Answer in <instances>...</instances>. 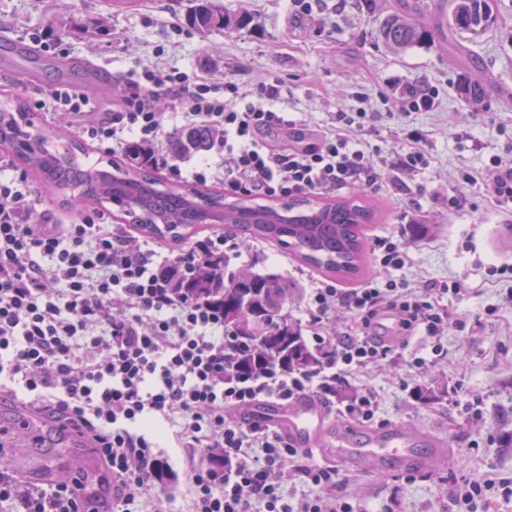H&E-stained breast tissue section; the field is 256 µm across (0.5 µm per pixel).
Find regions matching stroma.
<instances>
[{
	"label": "stroma",
	"instance_id": "obj_1",
	"mask_svg": "<svg viewBox=\"0 0 512 512\" xmlns=\"http://www.w3.org/2000/svg\"><path fill=\"white\" fill-rule=\"evenodd\" d=\"M228 11L247 10L253 22L241 30L202 34L185 23L190 0H0V103L23 100L36 122L51 130L75 132V118L49 99L48 92L79 87L80 78L61 80V61L83 63L100 86L90 95L93 111L108 112L122 76L136 60L207 74L216 83H250L273 73L283 81L279 106L291 119L320 132L330 128L336 113L365 109L369 126L361 143L397 161L411 151L409 129L423 135L426 169L398 173L410 194L385 185L368 192L366 203L375 219L368 240L395 235L407 238L403 214L416 215L433 227L431 235L409 240L406 263L380 270L372 254L354 276H338L340 288H354L378 275L412 287L426 281H461L464 292L441 295L450 313L443 357L432 355L423 335L413 336L407 350L426 360L418 376L408 374L405 358L350 375L357 390L379 394L381 425L403 424L441 440L447 450L444 466L415 472L411 485L402 473H358L337 465L338 495L361 512H450V492L463 478H490L512 486V207L490 199L480 186L458 183L466 168L479 173L490 158L512 160V0H488L492 24L459 55L443 38L397 51L378 41V13L360 0H325L319 12L298 14L291 0H223ZM104 20L105 32L90 29ZM54 27L62 44L33 45V32ZM484 77L485 106L466 109L459 93L461 74ZM411 84L433 90L434 106L410 114L396 98ZM367 90V100L357 97ZM464 199L462 208H448L450 196ZM506 267L490 275L489 265ZM231 267L273 271L301 289L321 277L286 250L266 244L231 259ZM442 384L447 400L419 404L412 396L421 386ZM7 455L22 474L54 470L65 478L82 456L50 431L45 443L33 445L14 435Z\"/></svg>",
	"mask_w": 512,
	"mask_h": 512
}]
</instances>
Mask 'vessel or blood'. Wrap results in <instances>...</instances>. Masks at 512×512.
I'll use <instances>...</instances> for the list:
<instances>
[{"mask_svg":"<svg viewBox=\"0 0 512 512\" xmlns=\"http://www.w3.org/2000/svg\"><path fill=\"white\" fill-rule=\"evenodd\" d=\"M246 416L274 426L299 448L318 451L360 472H380L440 465L441 443L419 429L393 424L376 429L335 421L332 413L315 397L308 396L284 404L264 399L246 409ZM71 482L90 512L97 502L91 496L97 480L91 466L70 472Z\"/></svg>","mask_w":512,"mask_h":512,"instance_id":"obj_1","label":"vessel or blood"}]
</instances>
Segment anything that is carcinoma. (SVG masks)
Segmentation results:
<instances>
[{"label":"carcinoma","instance_id":"1","mask_svg":"<svg viewBox=\"0 0 512 512\" xmlns=\"http://www.w3.org/2000/svg\"><path fill=\"white\" fill-rule=\"evenodd\" d=\"M188 25L202 33L213 29H242L250 23L246 12L230 14L223 0H193ZM370 9L384 12L378 37L389 47L405 50L443 33L455 39L456 49L467 51L462 40L484 33L490 26L487 0H448V26L429 27L423 18L428 0H395L390 6L363 0ZM460 95L470 109L483 102L480 79L464 76ZM27 110L21 101L0 107V150L22 161L46 187L70 191L65 203L76 209L109 203L120 207L146 236L171 238L181 243L209 224L237 228L255 242L276 243L324 274L355 275L363 260L362 227L373 221V212L360 197L338 198L324 203L307 199L283 207L288 215L271 208L255 207L245 199L224 202V193L167 184L158 170L144 161L139 148L129 146L121 161L82 166L78 154H86L78 140L49 130L28 131ZM210 141L204 126L176 133L170 152L179 157L189 148L203 151ZM184 290L224 316V330L236 347L231 358L234 372L277 367L288 372L319 367L323 352L314 347L301 326L284 312L294 284L284 276L231 269L203 259L186 278ZM422 405L440 403L448 396L445 387H419L414 391Z\"/></svg>","mask_w":512,"mask_h":512}]
</instances>
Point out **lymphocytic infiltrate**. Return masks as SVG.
<instances>
[{
  "label": "lymphocytic infiltrate",
  "mask_w": 512,
  "mask_h": 512,
  "mask_svg": "<svg viewBox=\"0 0 512 512\" xmlns=\"http://www.w3.org/2000/svg\"><path fill=\"white\" fill-rule=\"evenodd\" d=\"M281 87L272 74L243 91L232 81L215 87L195 71L137 64L123 78L112 117H89L84 93L56 88L50 96L78 117L81 139L115 154L137 142L157 165L198 184L222 171L233 195L287 198L355 183L381 189L383 160L346 134L364 127L365 112L338 113L332 128L304 145L281 150L262 141L263 132L292 125L274 106ZM160 93L181 102L169 128L154 107ZM196 126L219 136L206 157L174 163L165 149L172 131ZM461 178L481 181L500 205H512V162L494 158L481 175ZM37 206L26 173L1 160L0 401L83 435L112 480L105 512H172L174 499L160 482L167 463L157 452L165 428L184 453L186 512H355L336 493L335 468L309 463L308 452L272 426L238 413L263 398L286 404L311 394L332 403L337 380L394 360L417 331L441 354L448 316L431 297L460 293V282L436 290L376 278L350 289L315 282L306 328L326 352L321 368L232 376L223 317L181 290L200 259L236 252L229 236H204L172 258L105 211L59 224L33 221ZM339 305L353 322L336 334L328 322ZM388 312L398 318L391 341L375 330ZM0 512L85 510L67 480L27 481L0 453Z\"/></svg>",
  "instance_id": "1"
}]
</instances>
